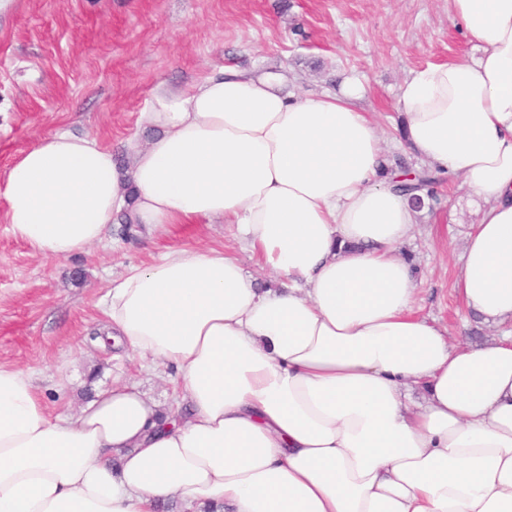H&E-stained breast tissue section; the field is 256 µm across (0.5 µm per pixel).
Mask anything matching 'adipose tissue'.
Returning <instances> with one entry per match:
<instances>
[{
    "label": "adipose tissue",
    "mask_w": 512,
    "mask_h": 512,
    "mask_svg": "<svg viewBox=\"0 0 512 512\" xmlns=\"http://www.w3.org/2000/svg\"><path fill=\"white\" fill-rule=\"evenodd\" d=\"M448 3L478 54L405 79L402 143L484 201L456 287L468 313L512 322V0ZM362 92L351 76L299 97L228 67L158 87L128 166L67 130L17 158L6 221L42 256L85 252L124 215L220 220L279 284L171 247L107 288L99 343L174 365L165 406L115 384L53 413L29 370L0 365V512H512V334L455 347L414 313L397 250L420 209L380 174Z\"/></svg>",
    "instance_id": "adipose-tissue-1"
}]
</instances>
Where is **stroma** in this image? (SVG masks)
Segmentation results:
<instances>
[{"label":"stroma","mask_w":512,"mask_h":512,"mask_svg":"<svg viewBox=\"0 0 512 512\" xmlns=\"http://www.w3.org/2000/svg\"><path fill=\"white\" fill-rule=\"evenodd\" d=\"M473 46L448 0H15L0 21V178L60 128L124 157L125 141L143 134L140 115L158 84L184 88L224 67L280 71L299 95L336 92L347 74L364 77L360 105L381 130L386 164L415 169L398 132L400 86L412 70L470 58ZM483 206L460 181L441 182L435 207L398 249L418 280L415 311L445 328L454 345L503 333L467 323L454 289ZM171 246L224 247L249 276L271 278L241 250L235 225L220 221L132 236L116 230L86 253L46 258L9 232L0 199V364L31 369L53 412L77 409L118 373L169 403L171 367L115 361L114 348L92 338L105 326L98 300L106 288Z\"/></svg>","instance_id":"35a3bbf8"}]
</instances>
